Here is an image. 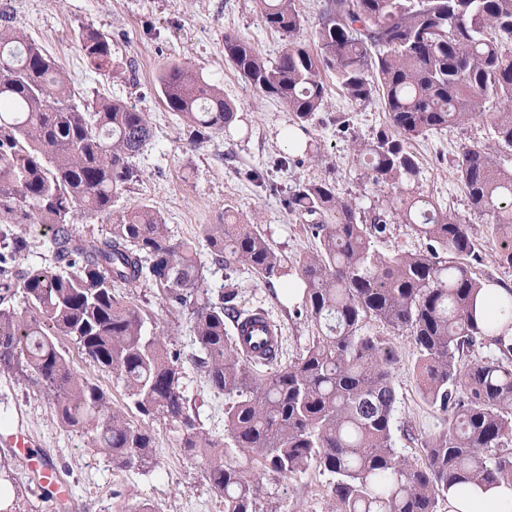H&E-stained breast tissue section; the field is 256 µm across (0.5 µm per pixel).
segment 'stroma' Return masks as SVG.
Instances as JSON below:
<instances>
[{"label":"stroma","instance_id":"1","mask_svg":"<svg viewBox=\"0 0 512 512\" xmlns=\"http://www.w3.org/2000/svg\"><path fill=\"white\" fill-rule=\"evenodd\" d=\"M3 26L23 31L54 57L77 99H119L146 113L153 137L135 160L138 180L113 199V215L148 205L164 216L176 237L197 243L202 240L203 225L220 223L230 215L244 224L261 225L276 248L292 259L317 248L301 220L284 203L297 182L329 179L339 196L362 210L381 198L354 160L356 149L371 141L386 123L379 102H352L334 81H327L325 106L310 128L308 147L297 151L283 138L292 123L287 107L256 95L225 61L224 36L228 33L248 38L269 60L283 47L279 35L262 27L255 0H0ZM85 28L110 39L117 69L109 76L89 70L79 52L76 37ZM172 63L217 82L226 98L240 104L239 117L230 129L190 144L187 128L161 100L158 77ZM507 107L503 100L477 101L476 117L470 123L416 137L410 147L421 167L417 192L428 195L447 213L466 219L481 243L482 259L473 266V273L512 285V267L500 264L495 238L471 211L453 165L463 146L493 148L488 115ZM291 153L296 154V163L279 166V158ZM202 260L209 267L206 284L213 294L237 290L242 308L265 309L281 323L282 352L277 364L264 367V374H273L303 353L316 331L300 299L288 298L287 278L268 283L242 270H217L207 252ZM120 295L152 315L170 349L190 352V317L171 307L161 289L125 288ZM363 330L384 339L399 356L394 375L398 394L395 446L411 461H421L423 441L446 423L418 392V349L408 332L380 321L365 320ZM61 345L79 375L103 387L113 404L129 405L126 388L115 374L84 360L71 340H62ZM183 387L204 429L222 434L224 401L209 389L203 374L185 366ZM148 425L155 435V470H118L92 447L86 432L59 424L50 401L23 381L0 373V436L34 438L53 458L70 495L67 507L62 508L38 483H30L20 503L22 512H123L127 504L144 500L159 512H221L220 498L203 477V461L186 456L164 419H151ZM247 473L263 485V512L331 510L332 478L319 466L281 477L255 462L248 465Z\"/></svg>","mask_w":512,"mask_h":512}]
</instances>
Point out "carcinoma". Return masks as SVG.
<instances>
[{"instance_id": "obj_1", "label": "carcinoma", "mask_w": 512, "mask_h": 512, "mask_svg": "<svg viewBox=\"0 0 512 512\" xmlns=\"http://www.w3.org/2000/svg\"><path fill=\"white\" fill-rule=\"evenodd\" d=\"M260 22L285 40L268 61L243 36L224 35V57L261 96L293 115L300 133L325 104L323 75L356 103L378 101L387 124L358 149L367 183L390 188L388 204L364 213L326 179L301 181L288 210L318 242L288 261L256 224H205L215 262L264 279L289 274L303 289L317 329L309 347L271 377L245 361L225 320L246 311L235 292L213 297L195 243L172 234L142 205L112 220V198L137 178L133 159L151 141L145 113L111 99L78 102L56 60L24 32L0 29V372L52 401L66 428L121 469H155L150 430L135 425L95 384L78 376L61 338L102 371L114 373L145 418H166L179 447L204 460V479L224 512H259V485L242 458L278 476L317 463L330 473L331 512H437L448 487L512 482V318L481 310L489 284L472 266L481 253L467 221L408 188L419 177L408 141L459 128L478 100H512V0H325L314 48L297 41L303 17L295 0H256ZM77 45L104 76L115 67L108 38L85 28ZM162 101L195 144L223 132L238 106L214 82L182 64L159 77ZM495 145L512 153V113L491 115ZM471 210L495 231L501 264L512 267V169L481 146L453 159ZM112 221L101 237L77 230L85 219ZM412 226L418 251L383 253L392 220ZM51 232L52 255L23 265L25 227ZM150 282L188 312L195 351L189 361L228 399L225 435L205 431L183 389L180 355L152 318L115 289ZM22 299L26 314L16 311ZM373 318L410 333L417 384L448 428L422 443L412 462L395 447L393 416L399 359L362 332ZM483 353L476 362L474 353Z\"/></svg>"}]
</instances>
